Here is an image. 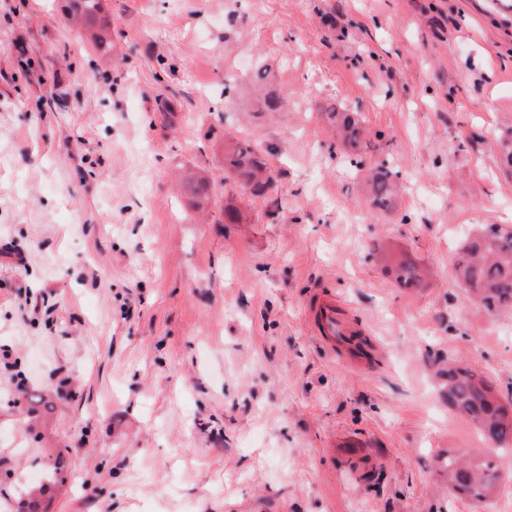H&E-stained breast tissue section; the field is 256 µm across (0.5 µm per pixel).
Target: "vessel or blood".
<instances>
[{
	"instance_id": "vessel-or-blood-1",
	"label": "vessel or blood",
	"mask_w": 512,
	"mask_h": 512,
	"mask_svg": "<svg viewBox=\"0 0 512 512\" xmlns=\"http://www.w3.org/2000/svg\"><path fill=\"white\" fill-rule=\"evenodd\" d=\"M308 317L314 336L347 363L368 369L380 361L376 341L359 327L344 302L333 297L318 298L309 308Z\"/></svg>"
}]
</instances>
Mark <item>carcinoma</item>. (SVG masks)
Wrapping results in <instances>:
<instances>
[{
  "label": "carcinoma",
  "mask_w": 512,
  "mask_h": 512,
  "mask_svg": "<svg viewBox=\"0 0 512 512\" xmlns=\"http://www.w3.org/2000/svg\"><path fill=\"white\" fill-rule=\"evenodd\" d=\"M101 10V0H75L73 20L83 26L90 46L102 48L108 44L109 31L95 24ZM336 126L338 149L351 166L365 172L372 202L380 210L390 207L397 190V173L384 163L367 166L361 145V121L354 112L327 113ZM224 167L228 178L240 183L254 198H262L272 185V176L262 155L250 147L236 144L225 151ZM378 258L385 271L401 288H420L424 283L423 269L410 256L394 258L379 250ZM456 281L469 286V298L495 317L512 313V225L478 224L463 240L454 264ZM444 380L448 409L468 419L483 439L498 447L512 444V403L503 401L493 383L477 369L453 359L439 372ZM500 459L478 452L468 458L448 453L443 470L448 480V492L476 503H487L498 493L501 480ZM66 463L57 456L49 466V483L41 484L36 492L20 497L0 495V504L10 505V512H40V497L50 484L64 481Z\"/></svg>",
  "instance_id": "cac0c4a2"
}]
</instances>
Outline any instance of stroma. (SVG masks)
I'll return each mask as SVG.
<instances>
[{"label":"stroma","instance_id":"1","mask_svg":"<svg viewBox=\"0 0 512 512\" xmlns=\"http://www.w3.org/2000/svg\"><path fill=\"white\" fill-rule=\"evenodd\" d=\"M68 0H0V457L15 491L62 453L48 512H497L449 494L437 360L512 401V315L451 266L512 225V0H102L91 50ZM285 102L262 109L258 72ZM62 97L48 108L49 94ZM358 113L398 172L374 208L323 113ZM265 152L267 198L225 181ZM206 177L199 213L177 175ZM244 211L224 221L225 203ZM383 241L431 277L399 287ZM344 301L383 351L362 370L309 330Z\"/></svg>","mask_w":512,"mask_h":512}]
</instances>
